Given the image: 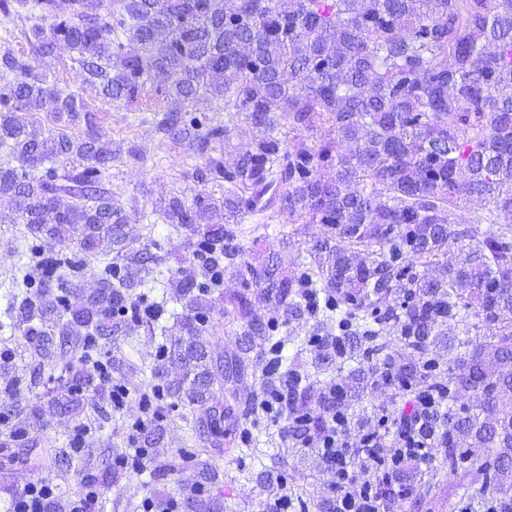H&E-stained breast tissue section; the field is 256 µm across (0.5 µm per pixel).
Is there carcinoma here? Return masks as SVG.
I'll return each instance as SVG.
<instances>
[{"instance_id": "1", "label": "carcinoma", "mask_w": 512, "mask_h": 512, "mask_svg": "<svg viewBox=\"0 0 512 512\" xmlns=\"http://www.w3.org/2000/svg\"><path fill=\"white\" fill-rule=\"evenodd\" d=\"M0 0V14L20 22L30 51L49 56L61 48L83 82L112 102L134 105L151 95L164 138L189 140L204 158L192 173L222 191V200L201 192L191 202L172 195L158 219L198 251L224 256V225L246 210L266 220L288 215L291 224H320L336 238L325 266L317 259L297 276L252 270L268 298L303 313V293L323 295L322 311H340L344 336L372 341L393 323L395 343L384 342V364L403 375L417 373L415 354L439 324L470 314L487 329L483 340L457 337L461 352L448 360V384L425 375L427 392L458 386L481 392V413L453 409L438 431L443 464L453 475L463 460L479 464L482 478L459 493L448 483V512L462 503L485 504L491 483L512 474L501 456L478 461L477 448H512V0ZM215 104L224 120L195 114L200 99ZM85 121L82 96L49 82L22 56L0 55V198L13 200L0 223L25 226L28 261L39 279H22L9 317L41 372L55 339L78 357L66 364L58 386L46 390L47 410L80 419H109L98 401L99 364L112 337L131 327L157 343L163 363L149 368L139 447L153 478L179 464L160 459L166 427L163 404H183L195 417L196 483L208 498L190 494L183 512H224L223 492L210 459L230 447L237 421L230 384L247 369L235 354L210 359L204 339L207 299L214 285L209 267L168 280L182 312L163 308L148 316L120 318L147 301L133 295L148 257L126 244L124 210L113 201L114 163L141 160L135 145L112 146L89 132L61 130L44 136L35 114ZM287 124H281V120ZM249 135L234 140L230 126ZM288 131H282V128ZM318 132L310 142L306 132ZM466 203L484 214L463 227ZM468 241L453 262L440 256ZM430 269L418 277L407 254ZM98 261L94 291L85 270ZM232 309L246 322L244 335L272 336L243 299ZM21 381L8 380L0 397L15 402ZM313 388L303 384L294 404L312 414ZM145 492L152 512H170V495L127 476L112 498L123 512L129 491Z\"/></svg>"}]
</instances>
